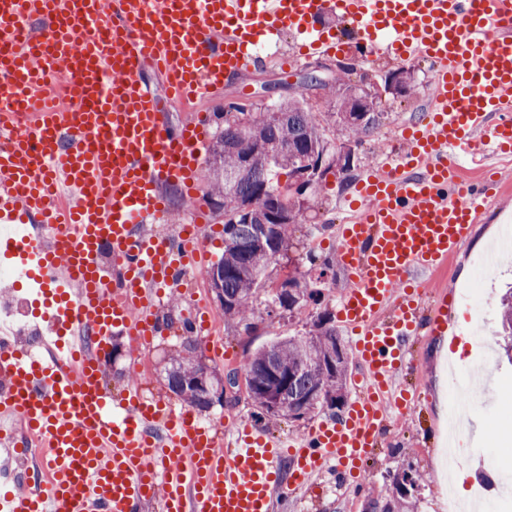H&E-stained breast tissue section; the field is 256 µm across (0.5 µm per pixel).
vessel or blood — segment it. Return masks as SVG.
<instances>
[{
  "label": "vessel or blood",
  "mask_w": 512,
  "mask_h": 512,
  "mask_svg": "<svg viewBox=\"0 0 512 512\" xmlns=\"http://www.w3.org/2000/svg\"><path fill=\"white\" fill-rule=\"evenodd\" d=\"M328 15L345 29L322 27ZM285 35L310 56L358 46L436 70L427 112L357 181L358 216L336 227L337 317L368 395L294 439L227 421L229 448L138 388L113 406L98 357L64 341L49 360L0 344V421L33 434L48 464L39 488L0 484V512H271L327 469L354 476L389 410L406 413L409 395L386 397L407 344L447 329L449 295L423 308V279L499 202L498 174L465 182L457 169L460 156L512 150V0H0V223L38 229L8 238L0 259L26 267L55 333L90 331L100 350L166 333L159 289L207 257L194 225L148 228L167 215L162 186L191 193L202 180L210 134L193 105ZM148 64L166 96L145 84ZM170 99L190 118L167 124Z\"/></svg>",
  "instance_id": "vessel-or-blood-1"
}]
</instances>
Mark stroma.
Returning a JSON list of instances; mask_svg holds the SVG:
<instances>
[{
    "instance_id": "stroma-1",
    "label": "stroma",
    "mask_w": 512,
    "mask_h": 512,
    "mask_svg": "<svg viewBox=\"0 0 512 512\" xmlns=\"http://www.w3.org/2000/svg\"><path fill=\"white\" fill-rule=\"evenodd\" d=\"M257 54L260 58L258 65L229 79L221 93L202 102V109L210 113L220 112L229 102L244 99L264 105V84H278L280 95H287L289 88L300 87L304 74L315 64L314 59L297 56L287 42L278 50L271 46L259 47ZM414 72L418 93L412 97L389 96L383 100L381 123L362 142L355 144V162L351 171L328 175L321 184L317 203L307 223L290 226L287 255L277 258L268 267L269 282L273 285L294 269L308 279L326 272V285L318 301L309 303L302 315L288 319L268 314L264 298H257L256 332L246 335L231 328L219 330L223 348L231 355L227 361L211 357L206 349L205 334H196L197 355L207 367L221 374L227 373L233 362L243 361L257 348L276 338L305 331L317 313L336 312L345 281L335 263L334 226L350 216L349 210L343 208L342 200L351 193L355 180L381 160L396 130L417 121L427 108L434 73L424 60L415 62ZM184 195L182 189L168 188L173 215L185 224L201 219L207 261L216 263L224 251L223 218L206 201L205 191L201 188L194 194L193 211L178 210L177 203ZM495 224V217L490 214L483 222L473 225L462 249L429 278L432 288L446 289L454 295V303L448 310L451 338L446 342L439 338H422L410 345L408 358L412 367L400 377L401 383L417 387L420 394L410 417L390 414L378 447L347 485L327 489L319 498L312 499L302 493L277 497L272 512H364L369 499H389L394 477L406 471L428 476L412 497L410 512H448L444 489L449 475L461 478L462 483L455 491L464 499L471 494L476 471H484L497 483L505 477L512 479V438L493 432L498 425L512 423V365L501 358L498 344L499 296L503 288L512 285V252L500 257L480 293H473L470 287L475 263L491 244L486 232ZM182 341V336L171 335L155 340L149 349L138 352L133 349L129 337H121L122 357L115 363L101 366L104 383L113 397H120L130 387L129 372L140 360L146 366V376L141 381L145 393L172 403L174 408H183V401L175 399L164 378V366L179 350ZM452 363L463 371L480 372L488 380L480 397V407L472 415L470 430L456 443L463 463L453 473L441 464L438 452L425 447L433 433L443 428L439 405L448 397V366Z\"/></svg>"
}]
</instances>
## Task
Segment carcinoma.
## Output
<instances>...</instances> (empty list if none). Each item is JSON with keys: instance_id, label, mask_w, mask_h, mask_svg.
<instances>
[{"instance_id": "carcinoma-1", "label": "carcinoma", "mask_w": 512, "mask_h": 512, "mask_svg": "<svg viewBox=\"0 0 512 512\" xmlns=\"http://www.w3.org/2000/svg\"><path fill=\"white\" fill-rule=\"evenodd\" d=\"M353 71L354 67L347 65L319 85L323 93L332 95L328 100L330 112H320L302 97L271 104L259 112H242L239 103L230 102L224 111L217 113L224 124L216 128L204 180L213 205L224 212L228 234L224 253L215 266L222 271L224 317L232 327L247 334L257 328L254 301L260 290H265L267 307L281 310L289 319L301 313L307 301L320 293L315 283L303 282L295 273L288 274L286 279L302 282L305 300L297 302L276 286L266 288L269 263L288 250V228L305 221L310 209V196L292 193L288 186L280 185L278 177L283 171L289 175L297 172L305 157L311 159L335 151L336 142L327 135L328 128L336 129L339 136L345 131L348 138L359 143L380 124V111L371 113L363 124L351 127L343 124L341 114L345 99L336 93V87L358 86V82L351 79ZM262 194L265 195L262 204H255ZM274 213L282 214V223L265 237L264 227L271 223L270 216ZM321 326L322 330L317 333L298 331L258 348L240 369L230 371L232 376H243L248 395L258 403V417L303 419L316 410L311 398L323 387L334 392V397L326 401L327 407L341 409L347 399L346 370H339L336 378L327 379L319 363L321 358L336 351L341 338L326 311ZM500 333L501 348L512 363L511 287L500 298ZM195 351L192 336H186L183 352L171 358L167 386L190 407L207 412L213 406L208 393L188 385L189 377L208 370L195 357ZM275 371L286 378L288 408L282 411L265 410L260 406L261 387L271 380ZM418 487L419 477L413 474L394 479L399 508L408 507V499Z\"/></svg>"}]
</instances>
